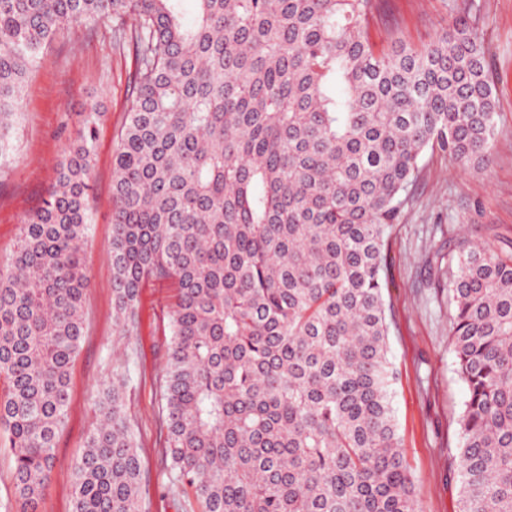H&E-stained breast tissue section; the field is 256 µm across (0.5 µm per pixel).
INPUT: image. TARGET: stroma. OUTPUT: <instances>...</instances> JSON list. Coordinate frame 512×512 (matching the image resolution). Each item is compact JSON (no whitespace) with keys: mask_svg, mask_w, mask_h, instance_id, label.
Wrapping results in <instances>:
<instances>
[{"mask_svg":"<svg viewBox=\"0 0 512 512\" xmlns=\"http://www.w3.org/2000/svg\"><path fill=\"white\" fill-rule=\"evenodd\" d=\"M458 0H387L369 27L376 47L400 36L428 44L454 20ZM476 32L489 48L499 135L484 169L462 168L427 151L386 251L391 406L413 474L420 512H459V420L468 387L449 335V251L464 240L512 251V0H475ZM135 54L112 21L89 22L42 49L26 78L22 107L0 154V266L13 255L26 214L47 196L65 151L91 105H100L86 267L91 280L86 333L70 371V409L53 477L39 512H70L71 466L99 421L98 397L113 372L127 376L124 413L148 477L150 512H182L163 484L167 460L159 433V384L170 342L167 284L146 281L134 337L121 336L112 313V155L127 112Z\"/></svg>","mask_w":512,"mask_h":512,"instance_id":"stroma-1","label":"stroma"}]
</instances>
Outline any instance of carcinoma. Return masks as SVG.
<instances>
[{
    "label": "carcinoma",
    "mask_w": 512,
    "mask_h": 512,
    "mask_svg": "<svg viewBox=\"0 0 512 512\" xmlns=\"http://www.w3.org/2000/svg\"><path fill=\"white\" fill-rule=\"evenodd\" d=\"M0 0V142L39 52L112 18L137 69L112 159V305L176 289L160 383L168 491L186 512H419L394 420L384 257L420 160L490 162L487 48L458 16L378 49L380 0ZM98 109L0 267L5 512H37L69 411L90 286ZM469 398L460 512H512V252H448ZM126 377L71 472V512H148Z\"/></svg>",
    "instance_id": "obj_1"
}]
</instances>
